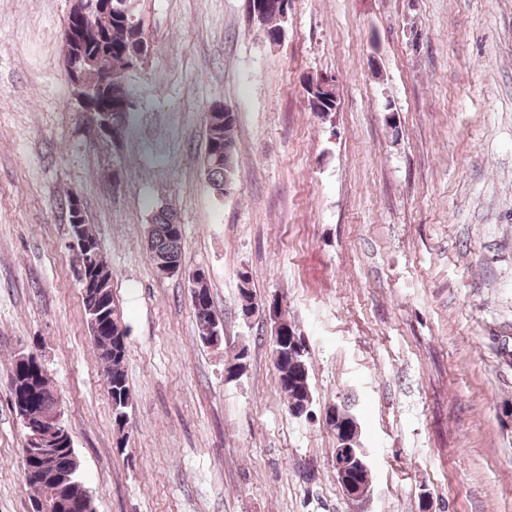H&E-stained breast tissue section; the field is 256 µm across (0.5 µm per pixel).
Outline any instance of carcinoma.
<instances>
[{"mask_svg":"<svg viewBox=\"0 0 512 512\" xmlns=\"http://www.w3.org/2000/svg\"><path fill=\"white\" fill-rule=\"evenodd\" d=\"M143 38L140 22L133 10V0H112V16L104 18L96 13L67 29L64 33L68 51L86 56L95 61L85 73L84 85L97 91V112L101 118L112 114V122L125 125L128 113L126 104L128 90L122 78L127 69L140 67L131 64L129 49L133 39ZM207 129V150L204 167L209 186L214 194L223 196L232 188L233 163L237 149L235 134L236 121L222 112L205 113ZM84 237L93 242L95 252L89 257L79 252L76 263L94 265L106 288L100 329L91 337L97 353L100 374L112 407L129 404L130 389L124 369L128 350L127 327L123 314L112 293V267L103 257L98 237L89 224H82ZM183 228L176 213L164 207L154 212L148 232V248L151 260L161 259L169 265L183 266L181 241ZM191 306L195 317L198 337L206 342L211 337L216 319L208 285V277L194 281L191 289ZM277 384L284 394L287 409L307 402L312 398L309 365L307 357L300 356L284 346H272ZM57 397L48 372H43L35 385V395L30 399L27 414L30 423L38 425L41 418L55 406ZM338 421L333 427L346 432V442L360 441L357 430L351 423L354 418L351 405L343 403L336 407ZM79 458H74L73 470L66 473L63 483L70 494L66 512H95L94 505L85 511L83 499L90 497L80 476ZM25 487L31 492L30 504L39 503L45 512H55L56 498L60 495L59 485L44 480L30 479Z\"/></svg>","mask_w":512,"mask_h":512,"instance_id":"1","label":"carcinoma"}]
</instances>
